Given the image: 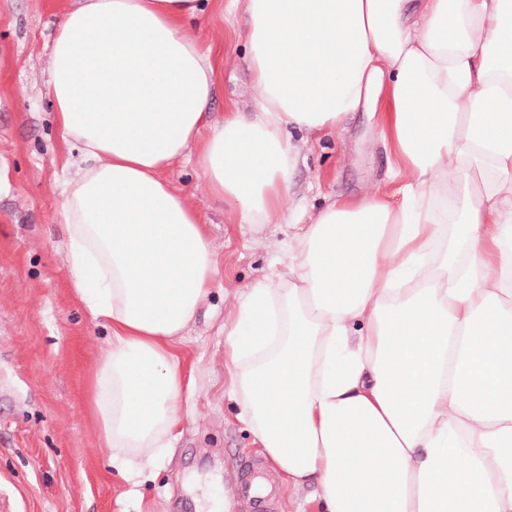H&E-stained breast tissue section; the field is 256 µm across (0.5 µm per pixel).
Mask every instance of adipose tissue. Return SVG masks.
<instances>
[{
	"mask_svg": "<svg viewBox=\"0 0 512 512\" xmlns=\"http://www.w3.org/2000/svg\"><path fill=\"white\" fill-rule=\"evenodd\" d=\"M210 2L68 0L52 46L83 162L60 205L70 291L108 321L87 390L110 464L176 440L179 341L218 274L168 171L194 158L230 223L270 224L294 132L365 110L410 181L308 215L280 282L224 326L228 396L326 512H512V0H223L245 8L259 98L220 125L212 54L184 29Z\"/></svg>",
	"mask_w": 512,
	"mask_h": 512,
	"instance_id": "adipose-tissue-1",
	"label": "adipose tissue"
}]
</instances>
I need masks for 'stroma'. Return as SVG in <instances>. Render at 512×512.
Masks as SVG:
<instances>
[{"instance_id":"1","label":"stroma","mask_w":512,"mask_h":512,"mask_svg":"<svg viewBox=\"0 0 512 512\" xmlns=\"http://www.w3.org/2000/svg\"><path fill=\"white\" fill-rule=\"evenodd\" d=\"M66 0H0V499L11 512H250L234 493L244 462H264L261 448L226 393L224 323L250 289L283 271L289 225L228 224L194 163L168 173L174 189L204 209L220 273L180 345L194 389L172 452L109 468L86 406L89 367L106 347L104 320L92 319L69 289L67 242L59 203L67 178L61 135L52 121L48 70ZM188 35L223 61L214 117L237 102L251 109L256 92L245 63L244 14H204ZM290 206L324 197L395 191L378 116L357 112L344 129L302 149Z\"/></svg>"}]
</instances>
